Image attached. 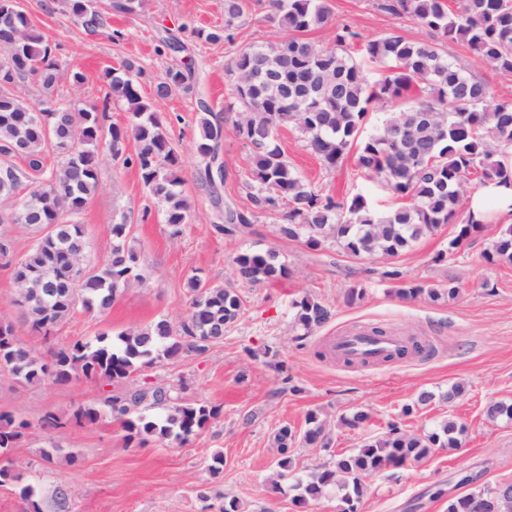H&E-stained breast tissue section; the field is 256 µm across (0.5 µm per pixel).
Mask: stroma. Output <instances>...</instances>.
Returning a JSON list of instances; mask_svg holds the SVG:
<instances>
[{"mask_svg":"<svg viewBox=\"0 0 512 512\" xmlns=\"http://www.w3.org/2000/svg\"><path fill=\"white\" fill-rule=\"evenodd\" d=\"M45 2L18 0L34 27L58 47L63 67L56 97L79 108L99 102L106 91L104 70L124 61L143 69L142 90L152 94L167 68L182 60L180 54L162 51L160 40L166 31L182 29L196 63L194 90L173 92L156 101L155 108L181 156L183 189L192 214L182 233L172 235L137 171L102 159L101 189L80 217L88 242L86 263L94 268L106 261L109 227L124 220L141 256L143 281L122 291L105 313L75 310L47 340L24 324L12 302V274L0 267V321L14 324L19 343L42 355L52 347L114 335L161 317L179 323L189 306V278L197 275L224 284L234 256L246 249L277 251L291 274L276 283L244 288L241 320L205 353L143 368L128 380L131 388L180 384L185 400L216 409V417L189 443L153 439L145 447H132L120 421L103 411L98 421L83 427L33 430L14 448L13 467L22 483L33 486L41 512H220L228 496L239 499L246 512H297L292 491L272 484L279 459L274 434L285 424L304 430L312 410L319 411L326 424L329 446L315 449L296 443L290 454L301 474L355 452L366 437L379 434L391 421L414 431L452 415L468 426L462 448L439 449L421 462L369 479L360 512H445L449 494L462 492L459 480L466 472H481L490 484L512 482V423L492 422L485 415L489 403L512 401V263L491 265L481 257L496 225H488L486 234L451 254L448 242L458 226L447 224L395 257V266L408 281L458 283L457 299L405 300L397 296L394 284L375 281L367 283L363 301L347 304L344 269L377 267L380 259L340 255L332 246L310 250L281 239L271 219L263 216L250 233L225 238L215 230L217 211L200 179L204 163L195 153L194 140L196 100L201 97L225 129L221 194L240 209H250L245 181L251 153L233 132L237 113L229 108L232 79L226 65L241 51L280 37V30L265 19V0H246L233 40L219 43L199 40L193 32L224 24V0H137L129 13L111 10V0H90L103 18L102 27L93 32L62 8L45 10ZM329 3L330 25L308 34L320 45L333 46L336 29L344 24L353 25L366 40L391 32L413 42L433 40L413 19L378 8V0ZM440 49L465 74L488 85L491 101L512 99V77L492 70L463 43L447 42ZM76 71L84 76L78 84L72 80ZM278 138L289 163L323 192L339 199L360 193L380 205H396L381 182L359 175L354 160L328 170L294 128L281 129ZM304 292L319 298L334 316L298 343L290 301ZM363 325L431 342L435 350L379 366L349 365L329 354V343L340 331ZM268 348L276 351L275 360L265 357ZM454 383L467 388L455 404L435 401L403 415V408L420 392L439 394ZM114 392L113 386L101 383L27 385L0 369V411L33 423L49 412L68 415L80 404L101 406ZM356 408L369 411L368 426L341 425L340 416ZM55 448L59 456L45 459V452ZM217 452L224 455V470L215 478L208 466Z\"/></svg>","mask_w":512,"mask_h":512,"instance_id":"obj_1","label":"stroma"}]
</instances>
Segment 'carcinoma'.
Wrapping results in <instances>:
<instances>
[{
  "mask_svg": "<svg viewBox=\"0 0 512 512\" xmlns=\"http://www.w3.org/2000/svg\"><path fill=\"white\" fill-rule=\"evenodd\" d=\"M75 19L90 30L103 26L101 16L89 11L88 0H65ZM380 7L394 15H407L428 29L438 40L461 42L504 76H512V0H457L450 9L445 0H383ZM244 0H224L228 17L222 29L198 30L195 36L215 43L232 38L242 17ZM268 20L283 30L269 45L242 51L226 66L233 76V102L239 108L235 134L252 150L248 187L254 211L227 207L215 230L227 237L246 232L257 214L276 220L280 238L302 243L317 251L335 246L354 258L394 257L418 240L436 234L444 224L458 218L468 175L481 174V185L512 184V170L495 156L512 147V100L487 105L489 88L467 76L441 53L435 43L408 41L389 33L364 44L370 62L385 67L382 76L368 82L364 69L348 51L359 34L350 27L336 30L334 48H323L304 34L331 22L328 0H269ZM0 224L19 223L18 211L30 210L36 219L28 226L40 237L12 268L17 287H27L33 277L54 279V301L45 307L37 300L21 307L28 327L45 337L67 320L78 307L88 313H103L116 297L142 280L140 255L129 242L126 221L109 228L110 255L102 266L90 269L79 259H70L67 249L84 240L78 217L100 187L98 150L107 152L115 164L137 170L150 197L163 207L165 223L178 236L189 223L190 204L182 189L181 157L171 143L162 117L151 101L168 97L175 90H193V59L172 66L155 84L153 97L142 94V69L129 61L105 71L107 92L98 105L77 108L55 99L57 72L62 65L56 48L31 24L16 0H0ZM35 81L42 98L35 103L20 99L14 88ZM415 82L429 89L389 113L372 132L364 131L366 117L378 102L403 97ZM114 101L127 105V124L104 123ZM196 154L205 162L201 179L213 194L215 208L222 198V180L214 179L209 162L224 141V125L210 119L201 106ZM297 129L308 149L326 169L342 166L355 153L356 166L371 179L382 182L394 195L410 200L397 208L377 206L358 193L339 201L305 180L288 162L278 143V130ZM56 132L62 143L54 148L47 131ZM135 152L126 151L128 141ZM20 144L21 152L11 147ZM14 219H9V215ZM486 225L463 220L448 251L483 233ZM488 264L512 262V225L495 234L481 253ZM366 274L380 282L397 284L405 299L427 297L432 302L453 300L460 287L425 286L402 279V272L384 265ZM290 275L274 250H244L233 259V277L213 285L199 276L188 281L189 310L179 326L159 318L145 327H131L112 337L101 334L93 341L77 340L53 349L43 359L21 346L10 322H0V368L28 384L68 385L105 382L118 385L163 359L200 353L224 340L244 311L241 290ZM295 340L303 341L332 319L321 300L303 294L291 302ZM183 386L160 385L152 389H129L110 395L103 405L122 419L126 440L141 447L151 438L185 444L204 430L216 416L213 408L184 400ZM464 393L453 384L437 396L422 391L403 409L414 408L439 397L453 405ZM148 404L162 411L152 417L141 413ZM97 406L83 404L72 412L77 424L94 423ZM491 419L512 420V403L493 402L486 408ZM370 415L358 408L341 422L362 428ZM32 423L9 413H0V454L19 446ZM467 431L465 422L450 417L431 432L404 430L390 422L383 432L366 438L357 452L342 455L331 466L311 471L291 485L294 505L308 512L312 503L334 492L342 512H359L369 477L389 468H400L427 457L436 448H458ZM309 447H326L325 427L319 413L306 417L303 434L288 426L279 428L275 442L280 454L276 477L293 474L288 448L296 441ZM478 474H465L460 484L467 493L448 498L447 512H512V484L480 485Z\"/></svg>",
  "mask_w": 512,
  "mask_h": 512,
  "instance_id": "cac0c4a2",
  "label": "carcinoma"
}]
</instances>
